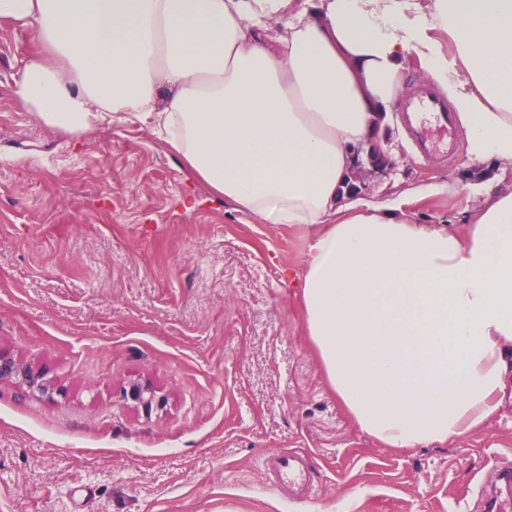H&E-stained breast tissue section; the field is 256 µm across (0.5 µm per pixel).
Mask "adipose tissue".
I'll return each mask as SVG.
<instances>
[{
    "instance_id": "adipose-tissue-1",
    "label": "adipose tissue",
    "mask_w": 512,
    "mask_h": 512,
    "mask_svg": "<svg viewBox=\"0 0 512 512\" xmlns=\"http://www.w3.org/2000/svg\"><path fill=\"white\" fill-rule=\"evenodd\" d=\"M0 24L31 32L14 97L35 123L150 127L234 211L308 230L305 331L364 432L422 448L497 412L512 189L488 190L460 234L345 182L410 55L452 102L469 162L512 166V0H0Z\"/></svg>"
}]
</instances>
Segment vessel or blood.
I'll return each mask as SVG.
<instances>
[{
	"label": "vessel or blood",
	"instance_id": "vessel-or-blood-1",
	"mask_svg": "<svg viewBox=\"0 0 512 512\" xmlns=\"http://www.w3.org/2000/svg\"><path fill=\"white\" fill-rule=\"evenodd\" d=\"M401 110L412 127L421 154L453 149L457 129L452 116L426 86H418L411 97L403 100ZM268 469L276 482L288 484L300 498H309L312 486L309 460L284 452L269 458Z\"/></svg>",
	"mask_w": 512,
	"mask_h": 512
}]
</instances>
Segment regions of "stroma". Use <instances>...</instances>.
<instances>
[{"instance_id": "obj_1", "label": "stroma", "mask_w": 512, "mask_h": 512, "mask_svg": "<svg viewBox=\"0 0 512 512\" xmlns=\"http://www.w3.org/2000/svg\"><path fill=\"white\" fill-rule=\"evenodd\" d=\"M28 30L0 25V353L49 381H0V512H512V377L498 413L448 443L390 448L345 413L284 276L306 233L233 211L149 128L80 138L14 101ZM389 173L364 196L400 198L421 224L463 231L512 168L464 146L419 157L402 113ZM192 207H185V200ZM165 398L144 415L133 382ZM310 455L317 497L269 484L264 456Z\"/></svg>"}]
</instances>
